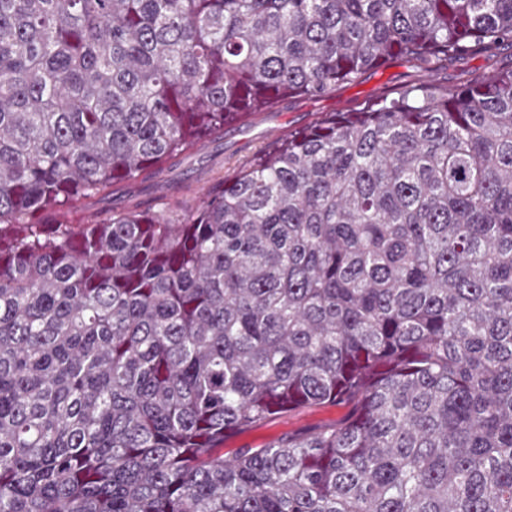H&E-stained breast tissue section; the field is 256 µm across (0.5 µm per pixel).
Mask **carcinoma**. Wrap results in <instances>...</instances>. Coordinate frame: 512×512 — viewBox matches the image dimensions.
I'll return each instance as SVG.
<instances>
[{
	"label": "carcinoma",
	"mask_w": 512,
	"mask_h": 512,
	"mask_svg": "<svg viewBox=\"0 0 512 512\" xmlns=\"http://www.w3.org/2000/svg\"><path fill=\"white\" fill-rule=\"evenodd\" d=\"M506 42L512 0H0V512H512V70L433 80ZM398 60L187 213L93 209ZM349 411L344 404L314 406L294 414L278 417L268 424L249 433L235 436L230 442H224V457H231L237 448L248 445L250 448H262L264 442L280 438L288 433L307 427L324 426L336 423Z\"/></svg>",
	"instance_id": "obj_1"
}]
</instances>
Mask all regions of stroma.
Segmentation results:
<instances>
[{
  "label": "stroma",
  "instance_id": "obj_1",
  "mask_svg": "<svg viewBox=\"0 0 512 512\" xmlns=\"http://www.w3.org/2000/svg\"><path fill=\"white\" fill-rule=\"evenodd\" d=\"M512 68V46L503 45L494 57L476 54L463 63L449 67L442 78L457 83L463 74H484ZM414 73L400 61L368 74L360 83L338 88L320 98H296L287 101L275 111L265 113L261 122L245 128H228L223 138L207 142L193 150L177 170V181H194L197 173L213 174L223 171L227 161L246 162L264 145L283 131L302 126L319 112H340L350 105L372 98L386 90H396L413 81ZM349 411L347 405L314 406L293 414L278 417L249 433L234 437L224 445L225 456H232L237 448L263 447L272 438H280L302 428L336 423Z\"/></svg>",
  "mask_w": 512,
  "mask_h": 512
}]
</instances>
